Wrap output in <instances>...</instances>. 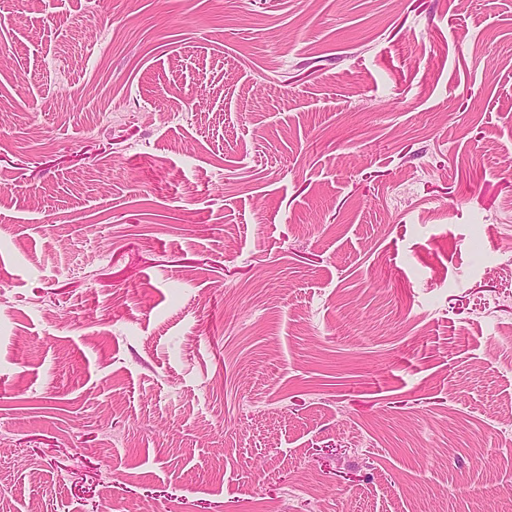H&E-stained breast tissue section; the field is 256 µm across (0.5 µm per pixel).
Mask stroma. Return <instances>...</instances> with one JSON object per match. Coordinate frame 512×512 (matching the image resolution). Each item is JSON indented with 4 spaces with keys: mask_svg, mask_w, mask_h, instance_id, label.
I'll return each mask as SVG.
<instances>
[{
    "mask_svg": "<svg viewBox=\"0 0 512 512\" xmlns=\"http://www.w3.org/2000/svg\"><path fill=\"white\" fill-rule=\"evenodd\" d=\"M512 0H0V512H512Z\"/></svg>",
    "mask_w": 512,
    "mask_h": 512,
    "instance_id": "35a3bbf8",
    "label": "stroma"
}]
</instances>
